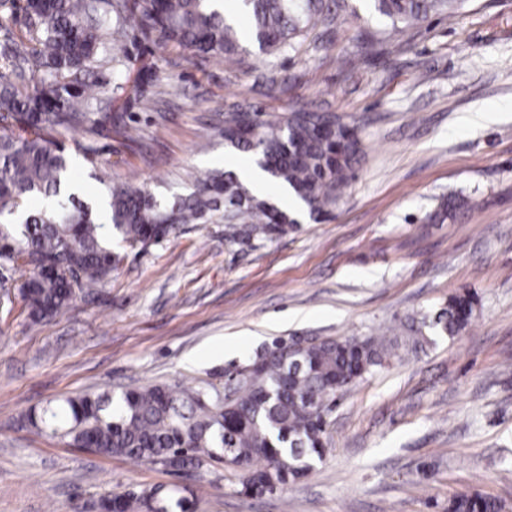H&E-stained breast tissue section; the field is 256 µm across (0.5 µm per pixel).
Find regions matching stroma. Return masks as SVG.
Masks as SVG:
<instances>
[{"mask_svg": "<svg viewBox=\"0 0 512 512\" xmlns=\"http://www.w3.org/2000/svg\"><path fill=\"white\" fill-rule=\"evenodd\" d=\"M384 26L366 0H349L331 34L280 55L251 45L190 59L130 39L135 94L117 63L95 68L112 105L96 132L63 141L86 201L112 181L187 195L190 174L250 166L224 142L237 102L343 114L362 153L328 217L273 240L231 243L211 223L118 245L109 280L38 323L19 293L28 268L5 270L0 512H97L105 495L155 485L197 490V512H447L463 492L512 512V0H470L460 17L431 16L366 52L360 30ZM81 143L97 148L98 167ZM451 192L474 206L427 223ZM466 289L479 298L469 326L411 349L412 322ZM380 334L401 360L338 396L324 459L273 494L242 495L239 474L219 465L184 473L91 454L27 421L79 392L220 387L276 339Z\"/></svg>", "mask_w": 512, "mask_h": 512, "instance_id": "35a3bbf8", "label": "stroma"}]
</instances>
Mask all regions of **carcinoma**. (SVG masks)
<instances>
[{"mask_svg":"<svg viewBox=\"0 0 512 512\" xmlns=\"http://www.w3.org/2000/svg\"><path fill=\"white\" fill-rule=\"evenodd\" d=\"M246 35L271 55L296 49L307 29L328 33L340 0H237ZM390 22V39L430 16L459 14L465 0H369ZM22 10L29 51L0 52V267L22 264L29 276L20 295L39 322L99 287L120 263L112 236L146 249L180 224L221 213L230 240L273 239L299 219L242 182L233 171L191 175L185 198L159 201L145 187L114 183L99 203L79 198L65 179L61 139L94 130L99 86L80 75L112 61L130 31L190 56L218 59L240 51L235 22L223 0H0V28ZM17 126L23 136L7 134ZM224 141L255 156L267 177L280 183L317 219L336 205L360 152L356 128L343 116L318 109L263 112L236 104L224 111ZM42 201L38 209L28 202ZM450 193L429 214L443 224L469 208ZM50 260L46 274L34 260ZM475 296H452L431 319L437 336L453 337L470 322ZM275 340L258 351L252 369L231 389L147 385L119 393H79L53 400L29 416L37 431L75 448L138 464L180 470L222 464L241 473L248 493H272L307 476L326 452L328 417L337 396L372 376L396 356L384 336L304 340L295 365L279 355ZM197 495L163 485L101 498L103 512H194ZM490 497L461 493L448 512H503Z\"/></svg>","mask_w":512,"mask_h":512,"instance_id":"cac0c4a2","label":"carcinoma"}]
</instances>
